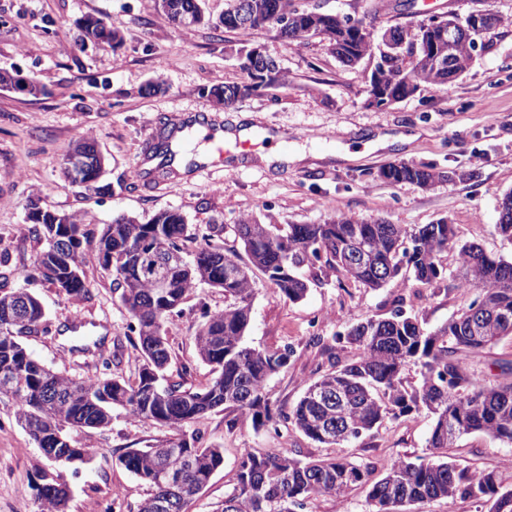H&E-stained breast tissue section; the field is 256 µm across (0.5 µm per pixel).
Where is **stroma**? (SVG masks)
<instances>
[{"label":"stroma","instance_id":"35a3bbf8","mask_svg":"<svg viewBox=\"0 0 512 512\" xmlns=\"http://www.w3.org/2000/svg\"><path fill=\"white\" fill-rule=\"evenodd\" d=\"M312 6L386 27L422 20L424 13L467 14L492 5L504 18L487 50L471 67L439 89L422 90L387 106L368 102L372 63L347 67L319 41L294 46L275 26L242 36L214 29L224 0H204V23L177 26L162 16L155 0H0V72L22 69L43 88L32 96L0 86V247L10 254L0 265V288L35 292L44 305L49 334L22 337L42 364L71 375L96 371V341H121L117 368L124 378L138 370L132 319L120 301L114 277L98 263L93 249L83 254L90 283L86 297H69L35 279L17 278L13 270L32 266L40 245L31 232L33 207L76 215L100 232L120 216L148 221L163 210L179 211L190 228L219 226V242L234 240L233 226L246 214L266 224H319L335 213L382 218L409 226L453 224L461 243L480 244L487 253L512 257V242L495 231L498 200L512 190V0H311ZM94 16L117 29L120 43H94L80 24ZM241 45L263 47L280 63V72L260 93L238 99L232 107L209 95L218 83H242L248 74L235 54ZM164 92L145 94L150 82ZM206 113L225 125L255 127L279 137L290 157L269 163L253 153L232 164L201 171L151 174L153 148L161 133L190 113ZM413 134L408 143L399 134ZM392 136L387 147L378 136ZM93 140L104 157L97 191L71 183L63 159L78 138ZM355 153L352 161L344 152ZM398 162L435 166L460 177L430 188L392 184L379 178L381 168ZM317 278L307 297L291 302L265 275L256 274L250 327L252 347H288L286 371L268 383L272 404L292 406L304 380L317 376L326 357L313 335L333 336L357 320L391 314L397 299L433 329L468 303L455 291L432 290L413 275L373 290L338 281L318 266L304 268ZM219 311L224 292L197 286L173 316L168 336L171 376L185 374L201 387L212 378L197 355L194 336L201 307ZM84 322L80 333L68 331L69 318ZM432 419L421 413L386 423L375 438L343 446H325L295 430L272 432L248 424L228 427L223 412L197 423L203 445L222 449L224 463L187 507L212 512L236 480L245 450L276 452L300 449L313 458H367L388 462L400 455L426 456ZM74 447L89 448L88 464L50 468L68 487L67 512H101L111 494H119L123 512H136L148 487L117 461L129 448L164 439L167 431L136 420L117 418L104 430L72 429ZM449 454L458 463L497 470L512 483V445L481 435L462 438ZM47 460L15 418L11 397L0 395V512H36L32 484Z\"/></svg>","mask_w":512,"mask_h":512}]
</instances>
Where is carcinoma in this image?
<instances>
[{"instance_id": "1", "label": "carcinoma", "mask_w": 512, "mask_h": 512, "mask_svg": "<svg viewBox=\"0 0 512 512\" xmlns=\"http://www.w3.org/2000/svg\"><path fill=\"white\" fill-rule=\"evenodd\" d=\"M292 15L280 37L301 45L313 37L326 43L345 66L364 58L385 62L379 80L382 101L392 103L423 88L437 89L463 74L472 64L468 35L463 31L473 14L451 13L439 26L421 22L388 26L400 45L386 55L375 29L356 20L349 25L339 14L302 8L294 0H224L220 23L243 35L272 23L277 8ZM165 16L180 24H199L205 15L201 0H168ZM241 64L256 79L275 71L260 69L249 52L240 50ZM238 85H216L210 93L228 108L237 100ZM93 155L85 186H95L98 156L95 142L79 139L71 151ZM393 184L414 183L432 187L449 180L448 172L432 165L405 162L383 169ZM495 231L512 241V191L499 202ZM49 211L33 223V233L44 242L33 262L44 281L64 288L68 296L90 294L81 256L92 246L102 268L119 273L116 289L135 320L140 366L133 379L108 373L72 377L35 360L20 337L37 332L45 311L40 300L26 290L0 291V311L23 303L26 322L14 334H0V393L16 403V420L39 448H61L70 441L66 429H101L115 416L164 427L165 443L132 448L118 462L148 485L150 493L138 512H187L188 503L224 463L219 448L201 445L198 433L186 435L216 409L234 414L230 426L250 423L254 428L288 426L315 443L343 445L379 430L385 422L427 412L432 425L427 447L454 448L472 434L512 443V380L490 382L479 378L473 359L500 340L512 337V259L487 254L480 245L458 248L456 289L466 288L472 299L462 312L434 330L423 327L417 316L404 309V300L384 319L359 321L323 344L329 369L305 381L302 394L291 408L272 406L267 398L271 377L288 368L289 348H255L246 344L254 298L253 273L261 271L290 301L303 299L309 284L300 271L317 262L336 272L337 278L380 288L406 271L435 289L444 280L439 255L454 238L446 222L407 226L384 220L338 213L322 224H288L272 229L251 216L233 226L239 246L211 243L190 252L185 217L173 210L156 213L146 222L119 217L104 225L97 237L84 221L69 216L73 250L66 257L50 253L51 240L60 226ZM163 241L180 252L189 266L168 270L165 288L136 269L132 248L148 251ZM199 284L224 289V309L204 311L194 336L199 357L213 374L201 388L186 385L184 375L171 380L168 369L171 346L170 318ZM355 351L342 359L340 352ZM421 365L420 379L408 382L409 362ZM372 462L338 458L301 459L285 448L273 453L245 451L239 461L236 483L213 512H301L319 498L340 499L354 488L369 485L370 512H412L410 507L433 500L452 504L469 500L477 512H512V486L504 485L495 470L461 466L447 458L416 461L399 456L383 466L384 476L369 483ZM50 494L36 500L37 512H65L68 494L49 479Z\"/></svg>"}]
</instances>
